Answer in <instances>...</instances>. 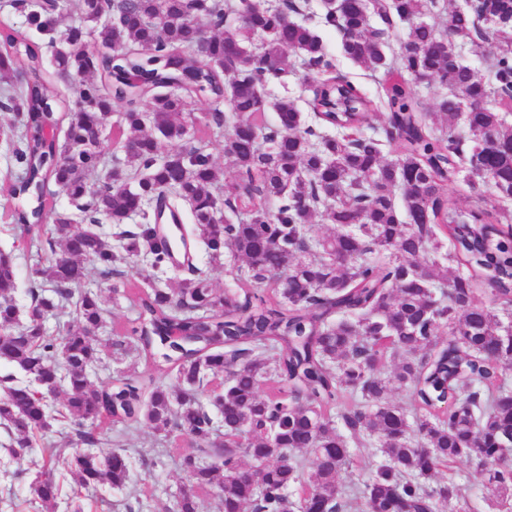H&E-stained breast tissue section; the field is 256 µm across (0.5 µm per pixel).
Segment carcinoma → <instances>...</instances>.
<instances>
[{
  "instance_id": "cac0c4a2",
  "label": "carcinoma",
  "mask_w": 512,
  "mask_h": 512,
  "mask_svg": "<svg viewBox=\"0 0 512 512\" xmlns=\"http://www.w3.org/2000/svg\"><path fill=\"white\" fill-rule=\"evenodd\" d=\"M67 2L12 3L52 49L57 72L75 79L77 101L61 112L56 90L40 76L39 47L18 31L0 30V111L12 115L11 160L19 169L9 195L28 202L9 217L37 256L33 300L23 310L14 257L0 251V361L35 383L0 379V424L13 435L14 458L50 430L45 399L58 392L48 372L54 366L66 376L59 415L72 425L31 484L37 499L57 498L60 463L78 487H125L128 455L102 459L79 449L101 442L105 419L189 437L196 453L182 466L194 486L217 491L222 512H442L449 499L465 498L467 487L423 481L460 459L476 462L499 496L512 498V342L473 288L478 278L512 306V228H503L512 225V211L491 219L445 196L448 179L461 171V138L428 126L410 90L412 81L449 87L435 115L450 127L469 106L468 163L487 170L501 198L512 200V126L486 103L489 89L462 62L457 44L482 36L479 13L470 5L454 11L444 35L423 20L437 0H321L320 20L343 33L347 59L409 76L386 92V140L397 153L387 162L380 139L356 135L374 102L335 74L316 28L290 16L295 0H80L79 24L61 31L43 23L46 11L59 16ZM484 9L495 37L512 43V0H488ZM196 10L213 31L203 52ZM372 13L383 28L369 27ZM399 20L409 21L408 32L389 56L387 38ZM87 36L96 51L86 49ZM297 61L315 118L336 134L305 125L294 101L265 96L271 80ZM488 68L496 91L507 93L512 57L496 53ZM99 73L111 82L109 96L96 82ZM183 91L233 114L224 158L238 172L235 181L220 185L211 154L186 146ZM114 102L125 105L135 146L106 166L107 136L97 123ZM268 109L277 115L272 127L262 121ZM63 123V143L42 137L43 126ZM97 170L101 176L89 183ZM51 184L87 224L71 225L70 213L51 199ZM183 202L191 207L190 233L210 261L228 249L243 263L225 309L209 271L188 257L173 265L159 234L157 221L179 216ZM135 216L142 222L115 233L113 243L97 230L104 220L119 227ZM317 219L330 226L320 238L309 236ZM445 240L469 274L448 278L439 262ZM87 261L107 280L124 276L131 262L172 274L175 287L153 286L137 298L130 337L153 372L176 371L173 384L147 385L130 375L102 388L90 384L86 367L106 349L92 338L102 322L93 293L80 294L77 327L59 338L46 334L44 317L73 297ZM267 279L277 284L271 298L248 288ZM443 328L450 337L441 345ZM384 345L396 359L388 377L378 372ZM220 374L226 386L206 406L199 392ZM392 383L411 394L412 409L391 401ZM214 410L238 453L215 448ZM364 444L378 448L384 462L363 490L345 491L338 478L351 448ZM301 449L315 471L308 495L295 501L289 489L300 467L288 451ZM244 457L264 470L249 476Z\"/></svg>"
}]
</instances>
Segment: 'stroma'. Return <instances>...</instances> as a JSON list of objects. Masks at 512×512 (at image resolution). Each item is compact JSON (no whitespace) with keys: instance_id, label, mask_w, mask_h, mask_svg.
<instances>
[{"instance_id":"obj_1","label":"stroma","mask_w":512,"mask_h":512,"mask_svg":"<svg viewBox=\"0 0 512 512\" xmlns=\"http://www.w3.org/2000/svg\"><path fill=\"white\" fill-rule=\"evenodd\" d=\"M327 52L335 57L339 73L357 83L370 98L378 101L366 134L382 132L385 126V107L381 101L388 77L372 76L368 70L345 59L342 52V35L331 27L318 26ZM187 111L194 123L193 145L205 146L216 162L224 160V132L207 125L204 114L211 111L208 99L186 94ZM10 167V138L0 135V250L12 253L15 258L18 280V302L27 305L30 278V250L24 244L19 230L13 229L6 214L15 205L7 191L6 173ZM446 195L459 208L479 207L493 213L505 207L491 183L470 171H463L449 182ZM80 291L97 294L103 309V322L95 331V340L105 342L112 336L124 333L137 317L135 297L124 280L111 283L102 279L95 265H88ZM137 374L141 379L151 375L138 350L125 355L104 353L101 360L88 371L95 386L110 384L117 377ZM69 423L54 421L51 432L35 439L28 448L24 460L9 461L6 449L11 437L0 426V512H128L132 504H139V512H169L182 489L190 487V481L180 467L182 456L192 452L194 445L185 436L172 434L164 437L155 434L147 424L129 428L121 423L105 422V438L95 448L100 456L118 450H126L131 457L130 478L125 488L107 486L75 489L67 477H60L61 494L55 502L44 505L33 501L29 484L47 460L52 448L58 447L63 436L70 434ZM437 482L455 481L468 488L466 501L451 500L446 512H512L499 506L496 495L488 486L483 473L466 460H458L450 467L441 469Z\"/></svg>"}]
</instances>
